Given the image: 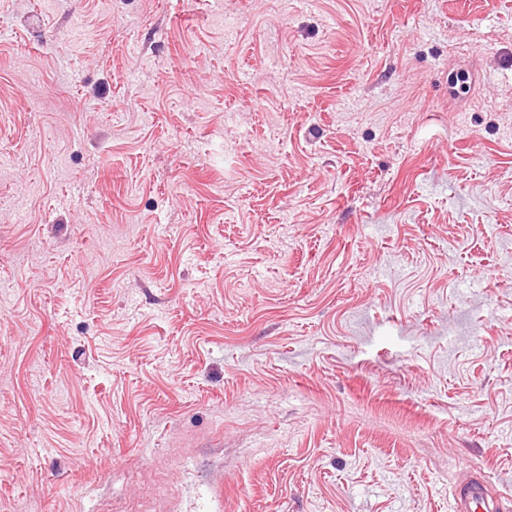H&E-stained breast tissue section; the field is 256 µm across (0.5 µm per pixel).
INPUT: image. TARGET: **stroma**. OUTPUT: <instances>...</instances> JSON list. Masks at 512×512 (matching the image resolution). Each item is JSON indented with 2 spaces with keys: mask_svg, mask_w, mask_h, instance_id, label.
<instances>
[{
  "mask_svg": "<svg viewBox=\"0 0 512 512\" xmlns=\"http://www.w3.org/2000/svg\"><path fill=\"white\" fill-rule=\"evenodd\" d=\"M512 497V0H0V512ZM454 512H498L499 500L488 493L485 482L471 479L460 484L453 491Z\"/></svg>",
  "mask_w": 512,
  "mask_h": 512,
  "instance_id": "obj_1",
  "label": "stroma"
}]
</instances>
